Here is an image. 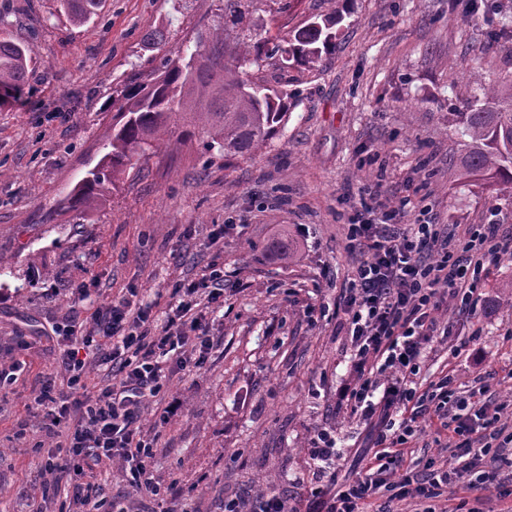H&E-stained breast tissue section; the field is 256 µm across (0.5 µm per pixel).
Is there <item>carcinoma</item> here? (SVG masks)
<instances>
[{
  "mask_svg": "<svg viewBox=\"0 0 512 512\" xmlns=\"http://www.w3.org/2000/svg\"><path fill=\"white\" fill-rule=\"evenodd\" d=\"M76 25L89 22L101 0H59ZM340 16H325L283 37L273 51L288 48V60L309 66L322 57L335 38ZM266 41L244 42L235 49L224 45V29L216 28L201 43L202 62L193 65L170 51L155 76L143 85L128 88L112 103L117 118L112 126L109 151L72 190L67 210L91 212L112 194L116 180L132 159L170 139L173 129L186 123L206 134L204 148L226 157L254 152L281 129L288 114V100L274 89L243 77L242 67L256 64L265 55ZM29 60L23 42L0 40V89L14 90L28 76ZM474 80L483 88V101L461 112L450 113L460 133L461 175L475 182L512 187V82Z\"/></svg>",
  "mask_w": 512,
  "mask_h": 512,
  "instance_id": "cac0c4a2",
  "label": "carcinoma"
}]
</instances>
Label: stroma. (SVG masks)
<instances>
[{
    "mask_svg": "<svg viewBox=\"0 0 512 512\" xmlns=\"http://www.w3.org/2000/svg\"><path fill=\"white\" fill-rule=\"evenodd\" d=\"M338 12L331 51L312 68L281 61L250 75L288 96V120L253 153L225 158L196 134L150 151L97 210L64 211L72 187L112 135V103L150 79L165 51L195 47L223 26L228 42L286 36ZM512 0H250L241 18L224 0H102L77 26L58 0H0V37L24 42L31 69L0 92V367L27 363L0 389V512H71L74 491L46 467L52 438L27 410L62 372L55 325H92L121 299L163 320L180 283L224 270V305L203 361L174 376L184 411L163 428L152 463L180 512L251 507L262 476L303 512L322 472L310 448L336 439V477L362 470L376 434L339 392L353 381L354 347L336 316L360 253L346 247L358 214L401 206L414 221L465 236L494 222L512 232V189L464 185L451 159L460 138L450 112L480 98L471 79L512 76ZM225 232L223 245L211 244ZM292 259L277 255L281 243ZM471 306L442 302L447 338L424 351L418 383L451 375L458 396L490 384L512 435V255L487 257ZM449 434L426 420L409 441L416 472L447 460ZM107 512H163L130 494L111 460L93 467Z\"/></svg>",
    "mask_w": 512,
    "mask_h": 512,
    "instance_id": "stroma-1",
    "label": "stroma"
}]
</instances>
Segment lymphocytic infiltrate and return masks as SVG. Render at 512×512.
<instances>
[{
    "label": "lymphocytic infiltrate",
    "mask_w": 512,
    "mask_h": 512,
    "mask_svg": "<svg viewBox=\"0 0 512 512\" xmlns=\"http://www.w3.org/2000/svg\"><path fill=\"white\" fill-rule=\"evenodd\" d=\"M391 209L376 221L354 219L346 235L350 250L362 259L338 305L350 333L355 353L353 386L343 399L360 409L377 433L372 455L363 473L345 483L328 477L318 488L308 512H364L379 491L397 498L429 500L453 493L457 484L472 489L494 488L498 501L512 499V486L497 484L508 458L493 450L486 431L500 406L488 387L477 397L453 400L450 378H442L435 390L413 388L426 344L439 325L436 313L441 301L468 306L478 290L474 258L499 252L512 253V237H498L494 225L464 240H453L441 225L424 216L414 223L398 220ZM176 302L161 326H154L148 308L122 299L95 318L85 347L92 359L69 348L61 357L65 372L59 389H45L34 399V410L43 418L46 434L54 438L65 456L48 460L49 470L77 481L87 461L101 458L122 464L133 491L159 496L150 461L157 446L137 423L147 404L156 407L159 426H166L182 408L179 400L166 398L171 371L158 354L177 352L179 367H186L184 347L206 354L210 348L207 314L224 296V271L211 268L201 278L179 285ZM106 367L110 383L89 390V365ZM435 411L441 429L457 436L456 451L442 467L425 474L404 465V447L417 429L411 416Z\"/></svg>",
    "instance_id": "lymphocytic-infiltrate-1"
}]
</instances>
